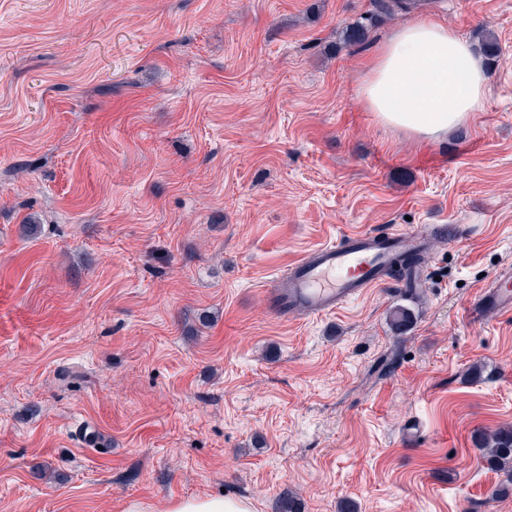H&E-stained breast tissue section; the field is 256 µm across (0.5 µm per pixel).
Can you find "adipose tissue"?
Masks as SVG:
<instances>
[{
	"instance_id": "1",
	"label": "adipose tissue",
	"mask_w": 512,
	"mask_h": 512,
	"mask_svg": "<svg viewBox=\"0 0 512 512\" xmlns=\"http://www.w3.org/2000/svg\"><path fill=\"white\" fill-rule=\"evenodd\" d=\"M486 84V70L466 40L417 21L378 49L359 95L382 126L439 142L481 110Z\"/></svg>"
}]
</instances>
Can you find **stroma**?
I'll return each mask as SVG.
<instances>
[{"label":"stroma","instance_id":"35a3bbf8","mask_svg":"<svg viewBox=\"0 0 512 512\" xmlns=\"http://www.w3.org/2000/svg\"><path fill=\"white\" fill-rule=\"evenodd\" d=\"M371 2L0 0V512H512L474 442L512 426V311H468L512 266V0L346 44ZM419 20L500 47L439 143L358 94ZM433 224L413 286L272 315L307 250ZM247 505L232 498L202 497L179 501L171 512H248Z\"/></svg>","mask_w":512,"mask_h":512}]
</instances>
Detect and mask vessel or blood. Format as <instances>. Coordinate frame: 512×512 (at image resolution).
<instances>
[{"mask_svg":"<svg viewBox=\"0 0 512 512\" xmlns=\"http://www.w3.org/2000/svg\"><path fill=\"white\" fill-rule=\"evenodd\" d=\"M420 230L351 232L305 252L270 283V309L286 319L313 318L335 312L387 280V272L407 249L425 250ZM474 311L512 309V273L492 276L478 295Z\"/></svg>","mask_w":512,"mask_h":512,"instance_id":"vessel-or-blood-1","label":"vessel or blood"}]
</instances>
